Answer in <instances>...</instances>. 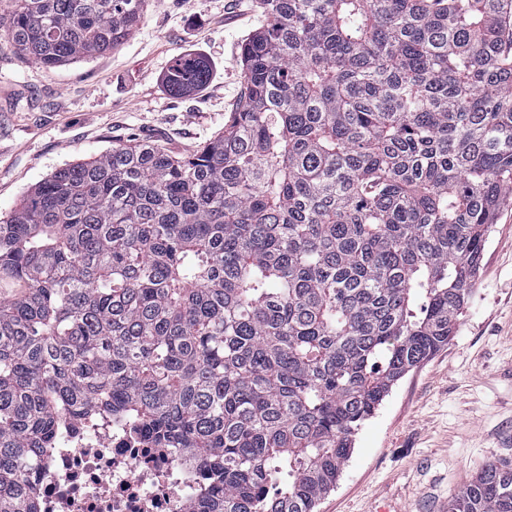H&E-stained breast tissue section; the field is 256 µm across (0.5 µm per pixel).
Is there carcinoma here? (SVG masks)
Segmentation results:
<instances>
[{
  "instance_id": "carcinoma-1",
  "label": "carcinoma",
  "mask_w": 512,
  "mask_h": 512,
  "mask_svg": "<svg viewBox=\"0 0 512 512\" xmlns=\"http://www.w3.org/2000/svg\"><path fill=\"white\" fill-rule=\"evenodd\" d=\"M17 50L93 58L147 0H11ZM243 91L194 153L119 143L0 219V512L65 427L212 475L190 512H316L355 432L454 335L512 190V0H256ZM208 62L173 58L169 92ZM448 512H512V463Z\"/></svg>"
}]
</instances>
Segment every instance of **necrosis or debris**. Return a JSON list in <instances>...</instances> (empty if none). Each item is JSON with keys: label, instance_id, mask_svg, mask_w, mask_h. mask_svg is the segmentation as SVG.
Instances as JSON below:
<instances>
[{"label": "necrosis or debris", "instance_id": "1", "mask_svg": "<svg viewBox=\"0 0 512 512\" xmlns=\"http://www.w3.org/2000/svg\"><path fill=\"white\" fill-rule=\"evenodd\" d=\"M207 477L138 435L75 428L38 460L37 512H189Z\"/></svg>", "mask_w": 512, "mask_h": 512}]
</instances>
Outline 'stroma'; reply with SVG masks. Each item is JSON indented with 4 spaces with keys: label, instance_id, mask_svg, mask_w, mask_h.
<instances>
[{
    "label": "stroma",
    "instance_id": "obj_1",
    "mask_svg": "<svg viewBox=\"0 0 512 512\" xmlns=\"http://www.w3.org/2000/svg\"><path fill=\"white\" fill-rule=\"evenodd\" d=\"M256 0H149L123 45L57 68L0 32V216L55 169L131 139L179 155L221 133L241 88ZM210 65L207 84L171 96L172 58ZM512 461V193L488 237L480 278L448 346L404 376L356 433L317 512H448L489 462Z\"/></svg>",
    "mask_w": 512,
    "mask_h": 512
}]
</instances>
